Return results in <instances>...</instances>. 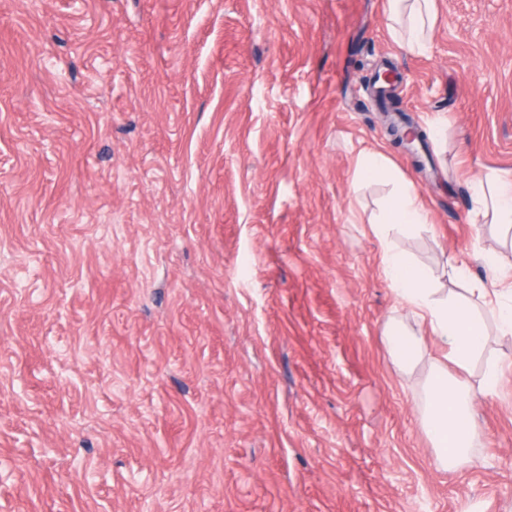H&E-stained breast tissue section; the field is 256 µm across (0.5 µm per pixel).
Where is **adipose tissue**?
<instances>
[{"instance_id": "adipose-tissue-1", "label": "adipose tissue", "mask_w": 512, "mask_h": 512, "mask_svg": "<svg viewBox=\"0 0 512 512\" xmlns=\"http://www.w3.org/2000/svg\"><path fill=\"white\" fill-rule=\"evenodd\" d=\"M394 40L409 52L423 53L433 30L435 0H387ZM475 213L493 214L497 223L512 224V177L496 173L488 180H477L472 198ZM428 214L413 182L405 180L397 187L381 223L373 232L381 244L383 274L393 291L412 314L418 329H389L385 339L393 358L402 366H413L420 355L424 337H431L440 347L443 360L427 381V407L424 427L445 469L457 468L469 455L476 426L472 417L478 394L493 391L499 382L500 367L492 365L485 372L478 389H471L458 376L448 374L449 367L460 371L485 345V326L471 308L452 298L438 295V276L411 263L389 242L392 229L426 223ZM480 261L485 270L483 282L474 291L493 311L500 330L512 335V274L502 258L484 253Z\"/></svg>"}]
</instances>
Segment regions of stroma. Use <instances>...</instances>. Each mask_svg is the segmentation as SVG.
I'll return each mask as SVG.
<instances>
[{"label":"stroma","mask_w":512,"mask_h":512,"mask_svg":"<svg viewBox=\"0 0 512 512\" xmlns=\"http://www.w3.org/2000/svg\"><path fill=\"white\" fill-rule=\"evenodd\" d=\"M428 49L385 0H0V512H512V335L485 315L468 460L422 423L441 352L371 224L383 153L441 269L512 231L470 223L512 172V0H437ZM427 135L418 169L369 80ZM389 175L388 159L379 152L366 155L359 166V176L366 180H381Z\"/></svg>","instance_id":"1"}]
</instances>
